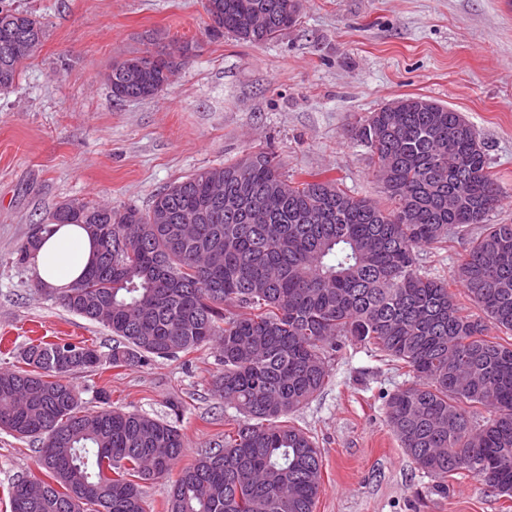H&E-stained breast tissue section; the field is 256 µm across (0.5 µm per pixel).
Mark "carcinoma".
I'll return each mask as SVG.
<instances>
[{
    "instance_id": "1",
    "label": "carcinoma",
    "mask_w": 512,
    "mask_h": 512,
    "mask_svg": "<svg viewBox=\"0 0 512 512\" xmlns=\"http://www.w3.org/2000/svg\"><path fill=\"white\" fill-rule=\"evenodd\" d=\"M207 35L253 45L297 22L293 0H204ZM47 38L41 16L0 0V93ZM176 40L112 57V99L157 97L194 55ZM359 121L356 139L376 158L391 203L383 209L333 179L293 182L276 156L252 151L203 168L153 196L145 210L72 200L37 224L28 261L52 224H99L89 270L55 299L107 327L104 356L82 342L29 343L27 368L0 370V429L40 442L51 481L24 480L11 512H148L143 483L167 475L185 441L169 420L123 411L99 394L87 411L70 378L103 364L175 357L218 337L216 393L242 415L224 440L180 471L167 512H314L322 456L313 437L283 421L321 391L340 340L408 368L409 386L387 400L388 423L419 469L448 490L467 471L512 497V224L486 218L504 191L463 115L422 96L397 99ZM257 199L256 218L210 201ZM485 225L457 279L482 315H464L448 283L421 272L416 250L451 230ZM233 305L236 312H226ZM483 407L487 415L471 411Z\"/></svg>"
}]
</instances>
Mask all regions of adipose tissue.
Returning <instances> with one entry per match:
<instances>
[{"label":"adipose tissue","mask_w":512,"mask_h":512,"mask_svg":"<svg viewBox=\"0 0 512 512\" xmlns=\"http://www.w3.org/2000/svg\"><path fill=\"white\" fill-rule=\"evenodd\" d=\"M95 254L87 229L78 224H55L31 260L35 281L64 289L80 279Z\"/></svg>","instance_id":"adipose-tissue-1"}]
</instances>
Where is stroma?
Masks as SVG:
<instances>
[{
	"mask_svg": "<svg viewBox=\"0 0 512 512\" xmlns=\"http://www.w3.org/2000/svg\"><path fill=\"white\" fill-rule=\"evenodd\" d=\"M48 23L40 52L0 94V368L21 366L28 339L86 342L108 352L104 325L66 311L18 264L33 226L63 202L147 209L154 194L194 171L264 149L293 181L338 180L352 195L389 201L369 149L351 128L392 100L424 96L461 112L505 191L487 222L512 224V0H301L298 20L253 46L210 39L202 0H17ZM196 40V56L158 97L113 101V56L146 38ZM482 226L417 252L422 272L446 280L464 313L477 305L455 279ZM224 366L211 341L175 359L108 365L76 375L86 409L112 407L174 419L182 463L221 441L238 412L213 390ZM406 381L390 362L348 341L323 390L291 414L322 453L314 512H512V497L470 473L447 490L396 440L386 396ZM182 403L179 417L169 404ZM39 444L0 431V512L9 488L45 479Z\"/></svg>",
	"mask_w": 512,
	"mask_h": 512,
	"instance_id": "obj_1",
	"label": "stroma"
}]
</instances>
